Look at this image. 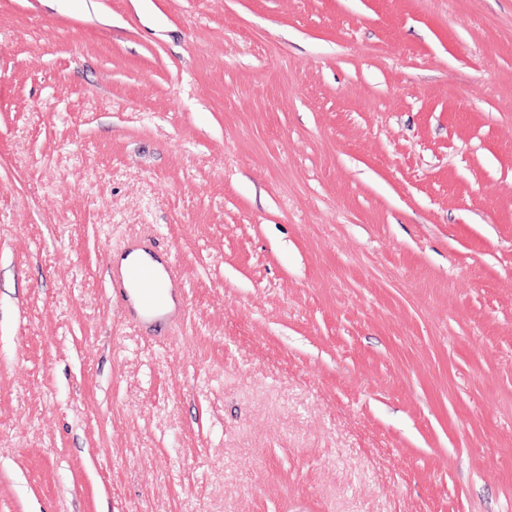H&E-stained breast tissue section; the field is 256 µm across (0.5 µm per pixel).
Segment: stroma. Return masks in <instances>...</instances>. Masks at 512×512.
I'll return each mask as SVG.
<instances>
[{
    "label": "stroma",
    "mask_w": 512,
    "mask_h": 512,
    "mask_svg": "<svg viewBox=\"0 0 512 512\" xmlns=\"http://www.w3.org/2000/svg\"><path fill=\"white\" fill-rule=\"evenodd\" d=\"M0 512H512V0H0ZM107 265L112 285V297L126 302L129 298L128 286L132 279V271L124 267L121 262L112 261L109 256L107 257ZM135 277L141 294L142 308L151 309L158 306L161 299L155 290L157 279L153 269L142 267L136 271Z\"/></svg>",
    "instance_id": "stroma-1"
}]
</instances>
